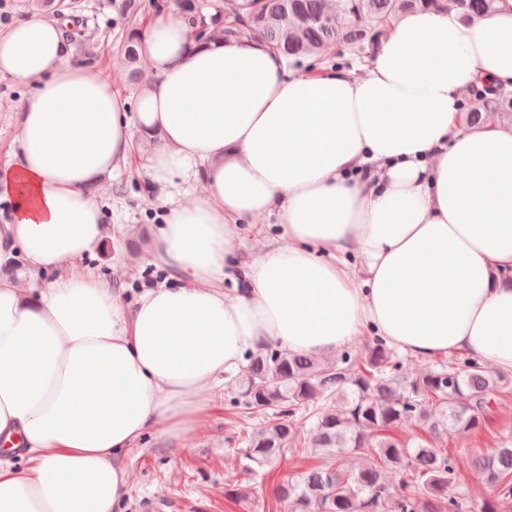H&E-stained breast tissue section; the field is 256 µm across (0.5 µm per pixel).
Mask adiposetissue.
Masks as SVG:
<instances>
[{"label": "adipose tissue", "instance_id": "ef3b65f1", "mask_svg": "<svg viewBox=\"0 0 512 512\" xmlns=\"http://www.w3.org/2000/svg\"><path fill=\"white\" fill-rule=\"evenodd\" d=\"M138 52L151 77L132 109L70 61L58 20L0 34V74L29 88L0 164V259L57 273L0 274V512H113L122 453L190 433L268 346L327 359L370 330L421 361L512 372V125L460 110L474 85L512 90V0L401 14L359 75L293 74L253 38L199 46L176 15ZM137 133L165 212L146 252L172 281L127 305L74 266L106 236L88 187ZM198 170L203 192L182 199L176 177ZM271 214L280 235L241 258V225Z\"/></svg>", "mask_w": 512, "mask_h": 512}]
</instances>
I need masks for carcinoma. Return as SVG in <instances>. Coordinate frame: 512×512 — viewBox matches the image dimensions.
I'll use <instances>...</instances> for the list:
<instances>
[{
    "label": "carcinoma",
    "mask_w": 512,
    "mask_h": 512,
    "mask_svg": "<svg viewBox=\"0 0 512 512\" xmlns=\"http://www.w3.org/2000/svg\"><path fill=\"white\" fill-rule=\"evenodd\" d=\"M496 0H175L190 37L205 44L215 37H258L288 64L303 57L335 66L336 46L362 54L383 36L377 27L403 11L438 9L465 17L486 16ZM36 10L69 21L67 40L82 44L79 19L60 10L59 0H31ZM139 29L126 28L121 49L128 80L139 88L143 67L136 49ZM482 105L469 120L512 119V92L482 87ZM512 384L470 358L459 357L409 378L396 351L375 336L360 350L330 361L290 354L269 346L252 355L243 369L229 411L241 422L267 417L258 430L244 426L235 452L246 460L249 478L232 490L254 500L264 469L313 434L317 462L273 490L275 503L291 512H470L467 494L449 492L456 482L455 459L441 448L448 434L482 428L490 395ZM419 426L428 439L412 446L396 432ZM363 453L371 464L355 469L347 457ZM480 480L493 490L480 512H501L512 501V446L473 460Z\"/></svg>",
    "instance_id": "1"
}]
</instances>
